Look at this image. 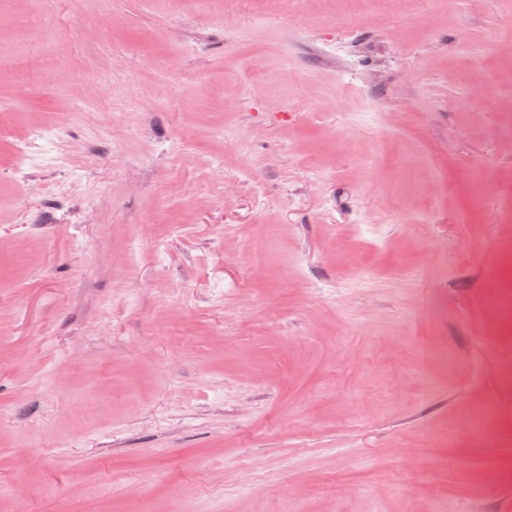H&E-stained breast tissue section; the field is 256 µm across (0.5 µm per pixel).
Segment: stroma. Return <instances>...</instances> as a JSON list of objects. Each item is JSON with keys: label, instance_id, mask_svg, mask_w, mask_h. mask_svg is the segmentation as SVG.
<instances>
[{"label": "stroma", "instance_id": "stroma-1", "mask_svg": "<svg viewBox=\"0 0 512 512\" xmlns=\"http://www.w3.org/2000/svg\"><path fill=\"white\" fill-rule=\"evenodd\" d=\"M510 34L0 0V512H512Z\"/></svg>", "mask_w": 512, "mask_h": 512}]
</instances>
